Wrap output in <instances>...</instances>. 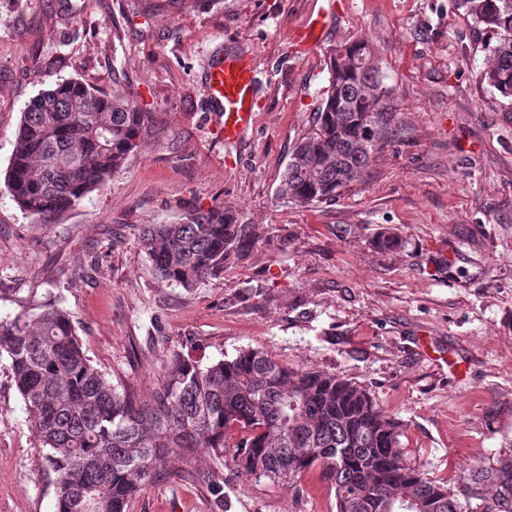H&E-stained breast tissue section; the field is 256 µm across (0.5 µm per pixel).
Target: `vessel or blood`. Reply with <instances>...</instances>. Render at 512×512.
Segmentation results:
<instances>
[{"mask_svg":"<svg viewBox=\"0 0 512 512\" xmlns=\"http://www.w3.org/2000/svg\"><path fill=\"white\" fill-rule=\"evenodd\" d=\"M326 10H319L299 32L300 43L315 47L324 34ZM205 85L220 122L224 141H238L253 126L255 106L259 95V81L249 56L242 52L217 51L205 73Z\"/></svg>","mask_w":512,"mask_h":512,"instance_id":"vessel-or-blood-1","label":"vessel or blood"}]
</instances>
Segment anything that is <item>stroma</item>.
<instances>
[{
    "instance_id": "obj_1",
    "label": "stroma",
    "mask_w": 512,
    "mask_h": 512,
    "mask_svg": "<svg viewBox=\"0 0 512 512\" xmlns=\"http://www.w3.org/2000/svg\"><path fill=\"white\" fill-rule=\"evenodd\" d=\"M321 6L326 33L299 50L294 33ZM491 38L451 0H0V317L58 301L93 364L142 400L163 382L167 348L207 363L260 349L365 388L431 479L494 460L512 446V98L480 78ZM362 39L396 133L336 201L283 202L327 51ZM226 48L250 53L260 83L254 125L234 144L203 80ZM71 78L132 96L151 121L111 180L44 224L4 176L25 103ZM214 207L262 239L220 278L161 284L142 227ZM388 230L401 250L374 248ZM0 512H55L4 359ZM128 512H336V497L319 469L273 482L200 448L160 469Z\"/></svg>"
}]
</instances>
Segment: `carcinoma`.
I'll use <instances>...</instances> for the list:
<instances>
[{"mask_svg":"<svg viewBox=\"0 0 512 512\" xmlns=\"http://www.w3.org/2000/svg\"><path fill=\"white\" fill-rule=\"evenodd\" d=\"M489 31L482 79L512 97V0H454ZM330 80L313 128L299 140L278 196L312 206L361 181L378 142L392 133L389 89L365 40L329 50ZM148 113L127 97L77 80L41 90L24 107L5 174L12 200L40 220L57 217L106 184L137 148ZM260 233L231 211L187 212L140 236L157 277L186 290L224 274ZM380 251L402 248L381 234ZM24 401L54 474L55 512H127L172 457L204 447L247 474L294 482L321 470L336 512H512V452L478 463L453 487L408 464L401 425L366 389L335 374L288 368L261 350L204 365L169 349L165 381L138 402L118 390L83 351L72 318L45 302L0 318V355Z\"/></svg>","mask_w":512,"mask_h":512,"instance_id":"cac0c4a2","label":"carcinoma"}]
</instances>
